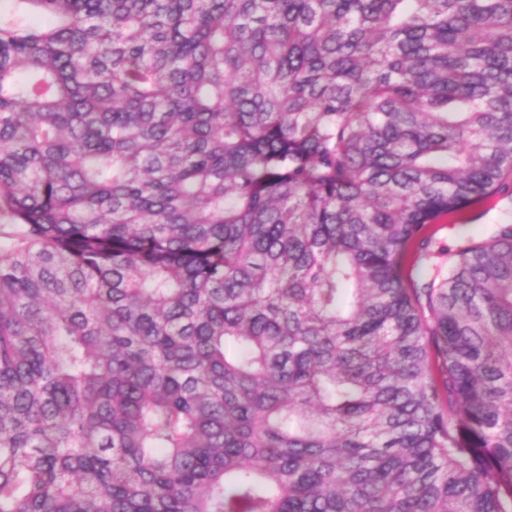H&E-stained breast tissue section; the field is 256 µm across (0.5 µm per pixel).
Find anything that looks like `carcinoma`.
I'll return each instance as SVG.
<instances>
[{"instance_id":"carcinoma-1","label":"carcinoma","mask_w":512,"mask_h":512,"mask_svg":"<svg viewBox=\"0 0 512 512\" xmlns=\"http://www.w3.org/2000/svg\"><path fill=\"white\" fill-rule=\"evenodd\" d=\"M509 174L512 0H0V512H512ZM489 206V202L480 201L467 207L461 215V219L466 222L465 225L456 224L454 220L448 218H442L432 224L434 252L447 253L448 248H455L458 240L467 233L482 234L488 228L487 224H495L499 215L498 208L480 217Z\"/></svg>"}]
</instances>
